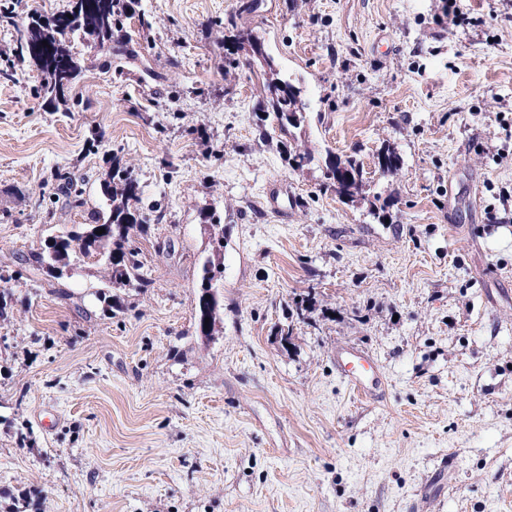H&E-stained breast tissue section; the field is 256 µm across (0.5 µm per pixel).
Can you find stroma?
Wrapping results in <instances>:
<instances>
[{
    "label": "stroma",
    "mask_w": 512,
    "mask_h": 512,
    "mask_svg": "<svg viewBox=\"0 0 512 512\" xmlns=\"http://www.w3.org/2000/svg\"><path fill=\"white\" fill-rule=\"evenodd\" d=\"M244 2L130 0L114 38L136 58L74 38L112 69L57 102L11 32L68 0H9L0 512H512V0H262L243 20L303 88L296 142L315 160L299 170L261 135L262 67L224 50ZM384 147L397 175L378 170ZM354 152L366 185L345 203L324 161ZM119 166L131 211L163 214L133 240L150 287H113L91 259L47 276L35 254L108 213ZM211 212L224 320L206 340ZM343 347L375 359L382 400L350 391ZM446 457L444 490L421 498ZM213 220L214 217L205 216V222L210 221L209 227L213 231L210 239L214 258H207L202 265L203 274L195 305L196 332L205 338L214 335L215 327L224 313V293L221 291L223 288H216V284L220 283L223 277L220 257L224 249V227L219 224L220 220ZM205 318H209L208 324H205Z\"/></svg>",
    "instance_id": "1"
}]
</instances>
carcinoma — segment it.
Wrapping results in <instances>:
<instances>
[{
	"label": "carcinoma",
	"mask_w": 512,
	"mask_h": 512,
	"mask_svg": "<svg viewBox=\"0 0 512 512\" xmlns=\"http://www.w3.org/2000/svg\"><path fill=\"white\" fill-rule=\"evenodd\" d=\"M129 6L126 0H71L69 8L53 16L44 23L31 16L26 26L17 30L14 53L19 61H29L38 67L43 75L40 93L59 100L67 97L73 85L86 70L85 59L73 51L69 35L80 32L94 45L102 48L112 43L114 31L128 18ZM224 30L230 33L232 42L238 48L246 49L250 57L261 60L268 72L263 82L262 99L259 109L272 115L275 121L273 130L279 136L293 137V130L306 121V102L302 87L290 79L279 77L273 59L265 51L264 43L253 30L241 22V14L230 13L224 16ZM47 45H42V42ZM325 167L330 171L341 168L347 173V180L340 183L336 195L343 201L352 202L363 191L364 169L357 153L344 160L330 158ZM121 182L117 189L108 181L103 193L109 201L110 211L106 217H98L73 235L54 241L52 249L36 257L50 276L60 278L72 266V259L82 256L103 265L110 282L115 286L135 285L137 288L149 286V280L138 273L140 264L136 260L138 252L126 248L132 237L145 232V226L152 218L137 216L129 209V200L139 193L138 181L126 168L115 170ZM211 228L213 257L202 265V278L197 303L195 305V328L198 335L209 338L224 313V293L216 287L222 280L220 266L221 252L224 249V226L213 217H205ZM104 233H98V230Z\"/></svg>",
	"instance_id": "cac0c4a2"
}]
</instances>
